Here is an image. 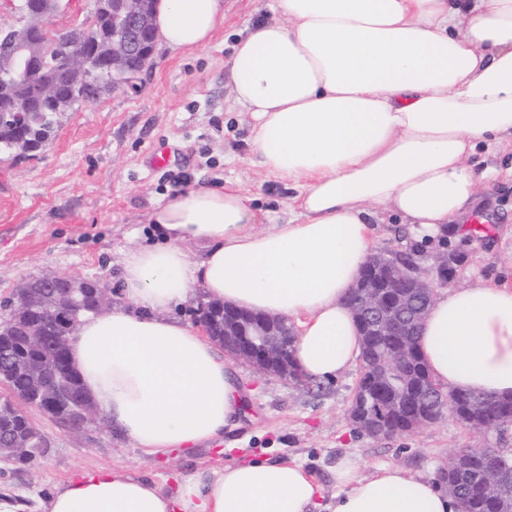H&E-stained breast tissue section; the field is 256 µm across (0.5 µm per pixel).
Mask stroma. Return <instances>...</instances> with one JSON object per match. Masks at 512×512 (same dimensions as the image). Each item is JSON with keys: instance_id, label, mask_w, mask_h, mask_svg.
<instances>
[{"instance_id": "obj_1", "label": "stroma", "mask_w": 512, "mask_h": 512, "mask_svg": "<svg viewBox=\"0 0 512 512\" xmlns=\"http://www.w3.org/2000/svg\"><path fill=\"white\" fill-rule=\"evenodd\" d=\"M271 2L224 0V22L204 50L173 55L157 47L153 64L131 85L66 113L48 150L19 163L0 160V300L34 278L76 275L101 279L113 305L125 304L123 257L143 243L151 213L174 194L173 172L186 174L190 186L241 181L274 223H287L294 191L256 165L250 115L234 102L226 67L248 28L276 20ZM155 152L168 156L167 167L152 165ZM478 159L480 168L493 172L479 185L484 204L455 222L469 225L481 217L491 227L488 235L422 246L374 206V250L417 247L428 255L442 249L460 259L455 287L480 277L512 284V142ZM233 367L247 391L240 424L225 432L223 442L197 448L148 455L108 424L74 431L29 409L45 447L30 464L0 457V502L16 512H44L56 487L86 469L120 466L171 488L180 476L268 457L302 464L320 484L318 502L325 507L336 492L330 467L342 457L363 476L394 464L421 478L435 476L476 443L512 449V424L476 436L448 414L393 438L357 432L348 415L360 375L356 366L334 380L305 384L259 374L240 360Z\"/></svg>"}]
</instances>
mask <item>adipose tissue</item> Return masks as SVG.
<instances>
[{"instance_id": "adipose-tissue-1", "label": "adipose tissue", "mask_w": 512, "mask_h": 512, "mask_svg": "<svg viewBox=\"0 0 512 512\" xmlns=\"http://www.w3.org/2000/svg\"><path fill=\"white\" fill-rule=\"evenodd\" d=\"M276 2L281 20L251 27L228 66L258 164L296 191L294 219L259 229L235 181L176 192L151 213L150 243L124 256L132 308L84 318L70 340L84 391L148 454L220 439L243 405L222 349L170 315L192 286L295 321L300 373L336 378L361 352L346 296L372 252L370 207L415 238L439 236L475 200L471 158L512 137V0ZM223 20L224 0H159L155 16L174 54L207 47ZM418 348L441 386L512 395V285L439 294ZM333 473L332 512H459L433 480L394 465L363 477L341 460ZM319 492L283 459L202 470L171 492L98 468L58 486L45 512H314Z\"/></svg>"}]
</instances>
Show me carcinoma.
Returning a JSON list of instances; mask_svg holds the SVG:
<instances>
[{
    "mask_svg": "<svg viewBox=\"0 0 512 512\" xmlns=\"http://www.w3.org/2000/svg\"><path fill=\"white\" fill-rule=\"evenodd\" d=\"M25 24L35 32L41 31L43 43L41 54L36 61L37 70L46 76L56 75L66 64L67 54L60 47L61 34L41 29L42 17L33 13ZM112 34L111 23L96 14L92 24L83 29L84 42L93 45ZM23 36L22 27L0 28V69L6 67L11 59L7 51L13 43ZM15 83L16 92L8 96L0 89V113L5 119H13V127L7 134H0V155L15 160L32 157L31 141H50L54 138L59 118L73 111L75 105L97 99L101 93L112 90V77L106 75L97 81L89 82L76 75L64 84L59 94L46 103L40 98V82L37 77H27V69L17 67L11 75L5 77ZM40 312L44 317L58 306L53 278L40 279ZM432 299L418 300V292H411V302L394 311L399 324L404 329L403 336H373L367 324L359 325L362 353L361 374L349 409L352 423L372 438H385L391 435L390 429L409 432L415 429L417 421L430 423L449 413L457 421L473 431L480 433L487 429L512 423V396H497L486 393L451 392V397L437 395L414 409L406 406L405 392L418 390L429 378V370L418 349V338L423 320L418 316L419 305H430ZM101 307L95 305L93 295L88 293L81 303L69 308L66 313L67 329L75 330L82 318ZM26 322L20 312L10 311L3 316L0 334L8 336L15 344L0 348V385L9 392V398L0 402V433L38 436L30 418L22 410L12 407L11 398L23 394L29 377L9 365L13 356H24L20 341L22 330L19 325ZM403 342L410 343V361L403 373H398L393 363V352ZM384 369L388 373V382L383 395L375 397L371 393V377ZM488 452L496 457L497 468L492 471L485 460H461L458 469L440 468L436 479L442 487L462 506V512H512V454L501 448H490ZM496 484L501 494L495 498H486L482 488Z\"/></svg>",
    "mask_w": 512,
    "mask_h": 512,
    "instance_id": "carcinoma-1",
    "label": "carcinoma"
}]
</instances>
